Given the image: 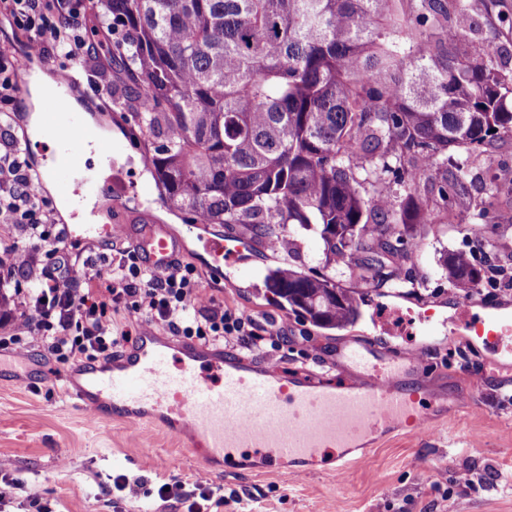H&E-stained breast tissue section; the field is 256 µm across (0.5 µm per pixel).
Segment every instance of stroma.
<instances>
[{
  "label": "stroma",
  "instance_id": "1",
  "mask_svg": "<svg viewBox=\"0 0 512 512\" xmlns=\"http://www.w3.org/2000/svg\"><path fill=\"white\" fill-rule=\"evenodd\" d=\"M112 109L101 111L96 92L83 85L74 99L80 114L112 132L111 157L88 161L85 175L111 182L112 193L98 197L93 212L115 225L112 241L95 245L113 257L142 237L165 233L179 248L177 258L193 263L202 286L218 301L242 308L258 320L276 319L288 327L279 350L261 343L241 357L260 366L276 363L278 372H315L338 386L353 375L336 365V347L376 344L421 351V370L436 393H449L481 377V388L463 396L415 437L397 431L376 438L366 457L342 475L306 468L297 475L267 472L250 465L208 467L199 454L173 434L154 426L134 431L120 418L87 419L71 397L65 376L69 366L56 363L35 341L0 349V458L11 463L23 487L0 512H31L36 499L51 500L56 512H182L176 501H160L155 490L171 478L192 484L205 477L215 494L238 492L247 512H512V356L493 352L483 338L454 324L462 305L479 316L512 319V290L479 297L450 289L443 264L448 255L468 249L463 234L437 224L404 264L415 287L406 295L360 286L361 318L343 329L313 326L263 295L267 267L285 261L264 245L243 236L237 226L188 224L166 201L145 162V140L133 131L140 92L112 62ZM512 173V140L499 142L473 165L470 198L459 211L474 208L484 196L489 168ZM203 235L240 240L239 261L212 270L200 247ZM470 470L467 486L451 483L453 472ZM125 475L144 481L137 494L111 486Z\"/></svg>",
  "mask_w": 512,
  "mask_h": 512
}]
</instances>
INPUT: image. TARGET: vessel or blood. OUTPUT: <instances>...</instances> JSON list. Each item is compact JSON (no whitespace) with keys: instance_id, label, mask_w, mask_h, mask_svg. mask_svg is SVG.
<instances>
[{"instance_id":"b4317fda","label":"vessel or blood","mask_w":512,"mask_h":512,"mask_svg":"<svg viewBox=\"0 0 512 512\" xmlns=\"http://www.w3.org/2000/svg\"><path fill=\"white\" fill-rule=\"evenodd\" d=\"M43 124L59 131L45 160L62 190L79 206L107 193V186L82 177L81 171L86 148L108 154L111 143L66 113L57 99L44 113ZM67 234L100 243L111 240L112 227L76 224ZM137 246L158 268L176 252L175 243L163 235L144 237ZM458 315L493 349L503 350L505 337L512 334L507 320L477 317L465 306ZM338 358L354 371L356 383L286 380L273 368L219 350L173 347L147 328L112 365L86 368L76 396L91 418L112 414L134 428L156 424L169 430L187 448L201 452L208 465L244 449L261 457L268 470L307 461L340 475L352 464V451L376 437L398 430L424 434L443 404L415 377L422 365L420 353L349 346Z\"/></svg>"}]
</instances>
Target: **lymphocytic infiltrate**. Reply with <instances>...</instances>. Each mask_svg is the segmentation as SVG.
Returning <instances> with one entry per match:
<instances>
[{"instance_id":"f902f5d3","label":"lymphocytic infiltrate","mask_w":512,"mask_h":512,"mask_svg":"<svg viewBox=\"0 0 512 512\" xmlns=\"http://www.w3.org/2000/svg\"><path fill=\"white\" fill-rule=\"evenodd\" d=\"M87 0H0V13L27 34L34 55L54 57L61 73L90 72L104 102L112 100V71L91 60L85 37ZM20 61L0 46V127L15 117ZM0 224L22 228L28 241L10 248L20 309L12 336L0 347L27 339L41 343L56 362L108 360L130 332L117 313L146 315L148 325L205 344L225 341L250 347L264 337L284 342L288 328L278 321L258 324L251 313L219 303L200 286L197 268L172 259L164 268L146 266L138 248L126 247L116 261L64 249L53 207L32 173L20 140L0 136ZM171 479L158 489L161 501L177 499L187 512H241L242 497L214 496L205 478L191 492Z\"/></svg>"}]
</instances>
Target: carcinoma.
Segmentation results:
<instances>
[{
	"label": "carcinoma",
	"instance_id": "carcinoma-1",
	"mask_svg": "<svg viewBox=\"0 0 512 512\" xmlns=\"http://www.w3.org/2000/svg\"><path fill=\"white\" fill-rule=\"evenodd\" d=\"M105 43L139 81L135 120L167 200L193 224H238L290 257L380 287L470 197L471 157L512 138V14L471 0H111ZM131 39H126V36ZM493 179L478 219L505 218ZM470 292L491 269L444 262ZM267 291L312 325L359 316L358 293L284 262Z\"/></svg>",
	"mask_w": 512,
	"mask_h": 512
}]
</instances>
